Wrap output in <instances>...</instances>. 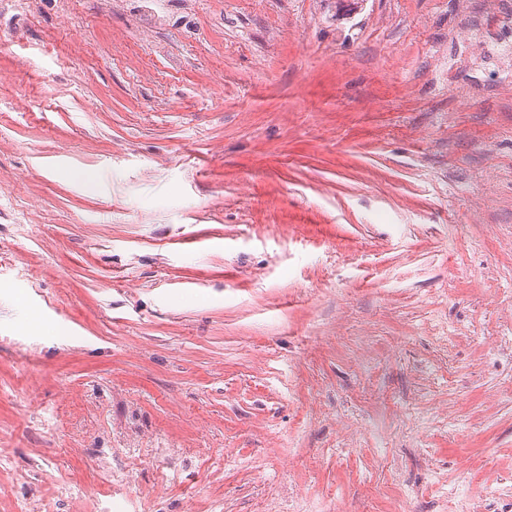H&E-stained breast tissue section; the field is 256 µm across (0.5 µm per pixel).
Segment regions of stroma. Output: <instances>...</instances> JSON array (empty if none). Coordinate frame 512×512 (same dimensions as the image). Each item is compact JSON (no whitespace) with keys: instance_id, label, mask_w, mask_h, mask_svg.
Instances as JSON below:
<instances>
[{"instance_id":"obj_1","label":"stroma","mask_w":512,"mask_h":512,"mask_svg":"<svg viewBox=\"0 0 512 512\" xmlns=\"http://www.w3.org/2000/svg\"><path fill=\"white\" fill-rule=\"evenodd\" d=\"M459 2L0 5V512H512Z\"/></svg>"}]
</instances>
